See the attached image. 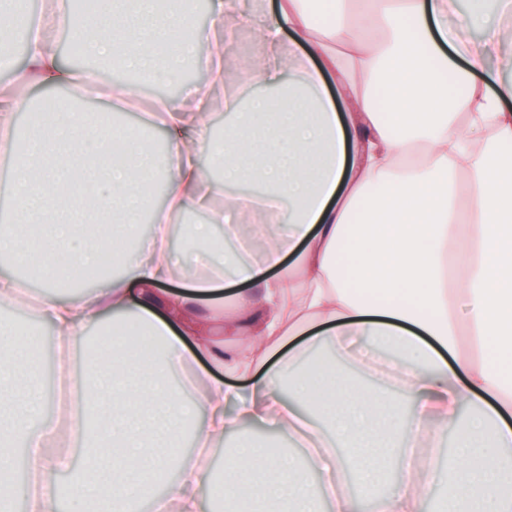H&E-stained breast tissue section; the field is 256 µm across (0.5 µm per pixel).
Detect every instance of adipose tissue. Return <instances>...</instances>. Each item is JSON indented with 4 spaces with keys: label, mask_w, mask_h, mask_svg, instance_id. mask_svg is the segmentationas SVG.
I'll return each mask as SVG.
<instances>
[{
    "label": "adipose tissue",
    "mask_w": 512,
    "mask_h": 512,
    "mask_svg": "<svg viewBox=\"0 0 512 512\" xmlns=\"http://www.w3.org/2000/svg\"><path fill=\"white\" fill-rule=\"evenodd\" d=\"M495 6L497 26L484 27L474 9L452 30L457 0H325L315 9L274 0L250 17L242 0H210L208 35L180 0H107L85 18L71 0H53L57 25L79 31L91 58L150 83L189 67L210 82L183 85L185 106L154 102L162 156L107 112L76 109L42 114L13 169L0 245L56 270L91 265L107 247L127 256V273L38 300L59 340L130 313L165 357L96 349L66 424L41 421V373L29 361L13 413L0 414V457L23 443L34 479L20 488L1 468L0 512L19 495L25 512H54L62 489L50 477L69 472L80 496L112 512H137L172 472L170 512H201L218 486L225 512H361L365 497L371 512H427L437 487V512H512L502 489L512 474V375L486 357L512 353V80L490 63L512 39V0ZM245 23L262 52L242 75L277 96L242 95L226 78L227 47ZM23 55L24 72L0 90V141L27 107L20 87L99 94L93 71L61 64L43 19L28 23ZM217 88L235 115L220 138L208 120ZM103 127L124 162L108 164L109 143L83 150V131ZM417 146L426 162L406 163ZM204 154L223 180L201 166ZM158 178L160 211L148 192ZM243 179L251 194L225 192ZM216 197L208 223L188 230L202 271L168 289L175 256L139 235L140 216L165 224ZM257 215L284 231L266 236L255 259L239 237ZM219 225L236 243L223 260ZM230 266L245 290L223 293ZM228 333L240 347L225 348ZM178 367L189 375L174 384L166 372ZM378 378L391 382V397L374 390ZM149 415L164 423L161 457L150 454ZM246 422L272 425L281 447L240 438L214 470L212 446Z\"/></svg>",
    "instance_id": "adipose-tissue-1"
}]
</instances>
